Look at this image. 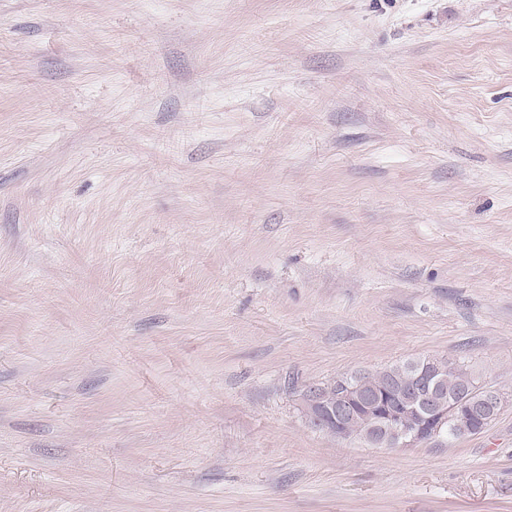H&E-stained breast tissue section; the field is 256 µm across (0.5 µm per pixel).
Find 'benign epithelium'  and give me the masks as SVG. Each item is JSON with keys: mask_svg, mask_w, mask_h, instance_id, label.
Listing matches in <instances>:
<instances>
[{"mask_svg": "<svg viewBox=\"0 0 512 512\" xmlns=\"http://www.w3.org/2000/svg\"><path fill=\"white\" fill-rule=\"evenodd\" d=\"M443 371L444 359L435 357L430 360L427 370L413 377V400L409 407L414 413L412 420L403 417L396 408L390 390L376 389L371 394L363 395L357 383L352 381L344 384L336 402L329 401L316 385L304 390L302 401L310 424L317 429L342 435L346 421L360 409L368 418L369 428L375 432L369 443L407 448L447 433L449 426L459 424L468 407L465 394L448 399L446 411L437 407L440 399L437 381Z\"/></svg>", "mask_w": 512, "mask_h": 512, "instance_id": "7a95c632", "label": "benign epithelium"}]
</instances>
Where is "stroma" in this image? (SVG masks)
Listing matches in <instances>:
<instances>
[{
    "mask_svg": "<svg viewBox=\"0 0 512 512\" xmlns=\"http://www.w3.org/2000/svg\"><path fill=\"white\" fill-rule=\"evenodd\" d=\"M0 512H512V0H0ZM421 359L407 360L374 373H358L323 385L324 390L331 389L337 397L342 382H348L344 384L337 403L336 400L329 401L317 385L307 387L302 394V401L310 424L332 435H343L346 421L360 409L368 418L370 430L375 432L369 443L390 446L389 448H407L447 434L448 426L459 425L461 418L466 420L462 416L468 407L467 415L473 420L472 423L466 425L465 431L455 432L454 428V432L449 435L458 437L465 433H481L485 421L492 413L490 408L484 406L485 391L472 375L453 361L448 360V371L441 375L438 383L439 392L446 398L443 402V406L448 408L446 411L440 410L436 404L440 399L437 381L440 373L444 371V358L431 359L427 371H420L412 379L413 400L408 410L414 413V421L402 416L392 401L389 389H375L377 386L392 383L398 408L404 411L409 399L406 390L409 386L407 378ZM354 377H358L362 392L375 389L373 393L361 394L357 383L349 382ZM468 388H472V393L467 403L468 395H457Z\"/></svg>",
    "mask_w": 512,
    "mask_h": 512,
    "instance_id": "obj_1",
    "label": "stroma"
}]
</instances>
